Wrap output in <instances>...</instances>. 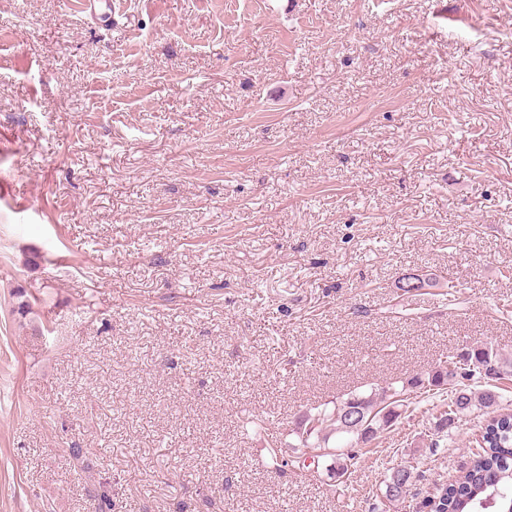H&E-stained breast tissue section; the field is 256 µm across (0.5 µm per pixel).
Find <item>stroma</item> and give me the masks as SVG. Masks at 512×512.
<instances>
[{
    "label": "stroma",
    "instance_id": "stroma-1",
    "mask_svg": "<svg viewBox=\"0 0 512 512\" xmlns=\"http://www.w3.org/2000/svg\"><path fill=\"white\" fill-rule=\"evenodd\" d=\"M481 343L512 356V0H0V512H428L478 422L438 432L446 391L343 478L269 450ZM416 471L410 465H397L392 467L389 475L384 480L385 497L390 502L404 499L416 482Z\"/></svg>",
    "mask_w": 512,
    "mask_h": 512
}]
</instances>
